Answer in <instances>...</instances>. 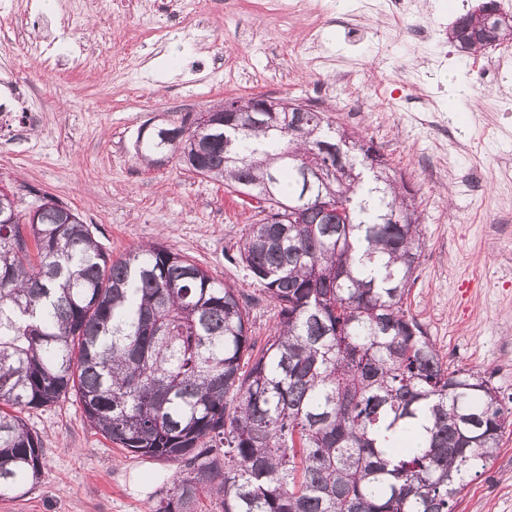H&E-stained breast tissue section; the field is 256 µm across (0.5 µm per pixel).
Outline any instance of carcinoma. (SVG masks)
<instances>
[{
    "instance_id": "obj_1",
    "label": "carcinoma",
    "mask_w": 512,
    "mask_h": 512,
    "mask_svg": "<svg viewBox=\"0 0 512 512\" xmlns=\"http://www.w3.org/2000/svg\"><path fill=\"white\" fill-rule=\"evenodd\" d=\"M472 12L448 32L478 55L512 41V16ZM233 100L238 131L193 129L181 147L144 139L137 159L183 151L200 175L270 198L234 256L278 309L261 348L250 305L158 245L117 260L90 225L44 197L39 217L0 210V493L37 482L44 448L21 414L76 396L86 421L131 453L178 462L152 512H453L471 469L512 425L498 388L449 369L405 306L420 265L415 193L374 142L311 110ZM339 145L346 172L306 183L304 161ZM325 196L333 209H321ZM302 208L301 223L288 208Z\"/></svg>"
}]
</instances>
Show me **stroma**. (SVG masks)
<instances>
[{
    "label": "stroma",
    "mask_w": 512,
    "mask_h": 512,
    "mask_svg": "<svg viewBox=\"0 0 512 512\" xmlns=\"http://www.w3.org/2000/svg\"><path fill=\"white\" fill-rule=\"evenodd\" d=\"M162 0H0V67L50 37L57 63L29 59L17 86L0 82V184L59 199L112 257L158 243L254 299L264 342L274 303L234 256L252 207L222 181L173 159L136 160L155 116L193 120L238 97L327 110L372 138L417 193L424 243L406 301L444 361L484 372L512 402V68L479 75L480 56L406 35L400 17L362 0H303L275 23L257 0H232L171 28ZM76 25L57 24L61 12ZM45 448L42 477L0 495V512H149L176 464L139 456L91 428L75 397L25 411ZM454 512H512V426L478 463Z\"/></svg>",
    "instance_id": "1"
}]
</instances>
